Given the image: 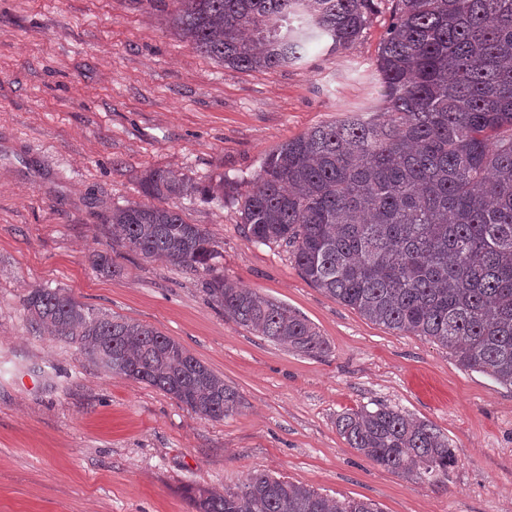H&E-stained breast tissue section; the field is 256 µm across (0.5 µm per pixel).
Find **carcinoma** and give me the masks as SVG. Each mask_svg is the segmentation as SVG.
<instances>
[{
    "mask_svg": "<svg viewBox=\"0 0 512 512\" xmlns=\"http://www.w3.org/2000/svg\"><path fill=\"white\" fill-rule=\"evenodd\" d=\"M382 101L319 125L264 159L238 195L248 238L290 248L300 274L372 322L424 336L458 365L512 388V0H175L171 23L200 54L241 70H275L362 35L381 4ZM149 198L206 197L211 186L170 170L140 179ZM106 223L121 244L204 277L209 298L257 336L307 356L325 338L283 304L240 287L221 252L178 205L132 203ZM118 272L108 254L92 260ZM36 324L79 345L106 371L220 420L242 396L148 324L96 312L59 288L23 299ZM336 428L374 464L439 486L455 464L448 437L381 405L346 412ZM192 512H381L302 484L250 473L236 492L185 486Z\"/></svg>",
    "mask_w": 512,
    "mask_h": 512,
    "instance_id": "1",
    "label": "carcinoma"
}]
</instances>
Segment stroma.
Segmentation results:
<instances>
[{"instance_id": "stroma-1", "label": "stroma", "mask_w": 512, "mask_h": 512, "mask_svg": "<svg viewBox=\"0 0 512 512\" xmlns=\"http://www.w3.org/2000/svg\"><path fill=\"white\" fill-rule=\"evenodd\" d=\"M173 0H0V512H190L184 485L235 491L263 471L382 512H512V388L462 369L429 338L398 333L302 278L286 247L247 237L236 198L265 155L340 121L372 80L390 21L349 49L273 71L200 53L168 25ZM171 169L229 181L182 201L226 276L305 317L329 344L310 357L254 335L199 276L121 247L104 219L143 202ZM120 267L105 277L91 260ZM63 289L153 326L243 397L221 420L106 372L32 325L22 300ZM387 405L447 436L446 486L413 482L350 448L337 417Z\"/></svg>"}]
</instances>
